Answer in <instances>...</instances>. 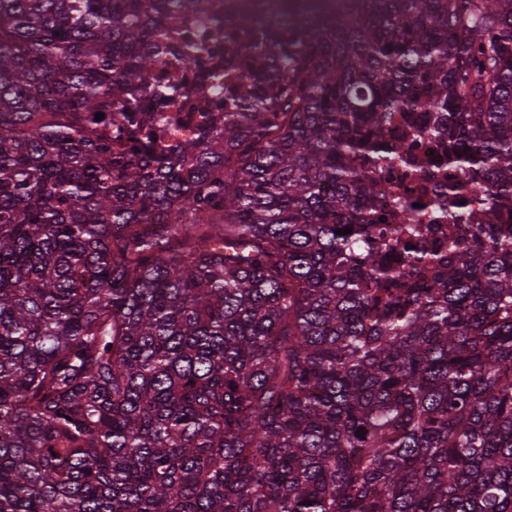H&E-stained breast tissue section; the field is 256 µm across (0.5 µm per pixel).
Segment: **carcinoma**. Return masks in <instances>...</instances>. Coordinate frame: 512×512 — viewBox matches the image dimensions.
<instances>
[{
    "instance_id": "1",
    "label": "carcinoma",
    "mask_w": 512,
    "mask_h": 512,
    "mask_svg": "<svg viewBox=\"0 0 512 512\" xmlns=\"http://www.w3.org/2000/svg\"><path fill=\"white\" fill-rule=\"evenodd\" d=\"M203 7L0 0V512H512V0L226 13L158 151ZM199 72L198 64H189L180 57L169 55L164 60L159 61L157 75L163 82L182 84V91L185 92L186 88L194 85ZM182 99L176 98L163 112L167 116L166 122L161 126L163 134L158 142V148L164 149L171 144L175 138H192L196 134V126L182 119L185 112H178ZM409 144L417 163L426 169L442 151L440 143L427 136L416 137ZM430 151H433V155H430Z\"/></svg>"
}]
</instances>
